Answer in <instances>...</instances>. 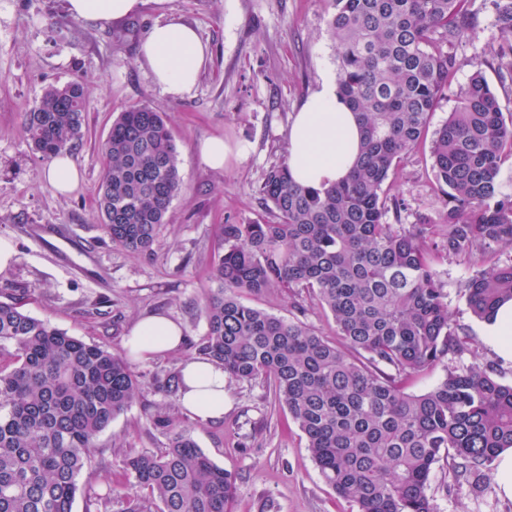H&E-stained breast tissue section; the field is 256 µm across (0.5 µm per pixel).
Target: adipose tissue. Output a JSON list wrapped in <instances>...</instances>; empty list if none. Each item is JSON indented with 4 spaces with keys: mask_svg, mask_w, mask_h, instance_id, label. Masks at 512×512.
<instances>
[{
    "mask_svg": "<svg viewBox=\"0 0 512 512\" xmlns=\"http://www.w3.org/2000/svg\"><path fill=\"white\" fill-rule=\"evenodd\" d=\"M70 14L102 26H115L139 14L146 0H67ZM140 58L154 82L172 98L195 88L206 65L208 48L195 28L171 17L156 23L140 48ZM359 131L354 115L330 83L309 93L288 128V167L301 184L322 188L344 178L358 153ZM481 336L506 364H512V299L478 328ZM183 342L181 326L157 313L138 320L124 340L128 354L148 360L172 353ZM179 390L184 409L203 422L224 417L223 365L202 359L186 360Z\"/></svg>",
    "mask_w": 512,
    "mask_h": 512,
    "instance_id": "obj_1",
    "label": "adipose tissue"
}]
</instances>
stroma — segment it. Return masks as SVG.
<instances>
[{
    "instance_id": "1",
    "label": "stroma",
    "mask_w": 512,
    "mask_h": 512,
    "mask_svg": "<svg viewBox=\"0 0 512 512\" xmlns=\"http://www.w3.org/2000/svg\"><path fill=\"white\" fill-rule=\"evenodd\" d=\"M332 0H148L142 12L118 27L71 17L66 0H0V240L14 246V265L0 273V301L24 300L32 316L70 335L123 352L133 322L162 313L178 322L189 341L172 354L138 361L142 396L101 434L90 467L80 477L73 512H85V491L107 494L124 480L113 448H162L165 438L148 433L150 415L165 408L160 386L166 375L195 356L206 322L199 313L208 283L206 266L222 224H248L262 212L259 186L265 172L288 159L287 131L308 93L336 78L333 42L326 21ZM176 16L195 26L209 48L193 92L173 100L153 82L138 49L158 20ZM496 17L483 4L473 38L459 43L462 61L452 86L430 118L444 125L474 72H482L503 112L512 113V80L504 78L491 50ZM80 82L85 90L83 138L71 156L83 173L71 194L56 193L44 177L45 160L27 139L23 118L49 86ZM148 105L164 112L178 150L181 189L166 214L153 259L112 247L98 217L96 199L104 176L102 146L120 112ZM223 136L234 153L223 169L203 165L198 147ZM402 200L400 221L425 216L442 222L428 146H421L389 179ZM63 228L89 248L83 268L63 260L52 240L38 241L31 225ZM473 273L451 262L439 277L458 322L474 333L478 320L458 294ZM243 303L298 319L334 337L329 314L313 305L296 309L279 294L243 296ZM476 354L461 363L495 361L482 338ZM200 448L237 479L231 512H356L337 498L319 473L298 427L279 408L269 381L227 382L224 418L204 424L183 413ZM495 464L454 478L448 462L436 465L430 493L439 512H512L500 496Z\"/></svg>"
}]
</instances>
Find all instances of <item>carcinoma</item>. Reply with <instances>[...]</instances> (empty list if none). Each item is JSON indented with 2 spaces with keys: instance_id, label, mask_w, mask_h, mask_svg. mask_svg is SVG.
Listing matches in <instances>:
<instances>
[{
  "instance_id": "1",
  "label": "carcinoma",
  "mask_w": 512,
  "mask_h": 512,
  "mask_svg": "<svg viewBox=\"0 0 512 512\" xmlns=\"http://www.w3.org/2000/svg\"><path fill=\"white\" fill-rule=\"evenodd\" d=\"M495 56L512 75V0H493ZM475 0H334L327 28L337 92L356 115L360 155L349 176L314 189L284 163L259 186L263 214L224 224L209 261L195 345L230 381L262 377L307 440L325 482L358 512H437L431 476L443 458L477 471L512 448V386L475 360L452 319L437 267L463 262L459 285L478 319L512 299V196L497 191L512 156V115L481 72L432 136L430 157L444 222L389 224L403 203L390 174L427 138L429 119L461 62L456 45L477 23ZM81 83L50 87L25 113L24 132L49 160L82 140ZM97 211L112 245L153 255L181 180L163 113L133 106L113 120ZM305 297L328 311L339 347L316 328L243 304L242 294ZM0 512H73L79 477L100 434L127 412L139 380L127 354L87 343L0 302ZM443 379L421 394L414 376ZM157 451L117 447L126 512H228L236 477L217 466L170 412L150 418Z\"/></svg>"
}]
</instances>
